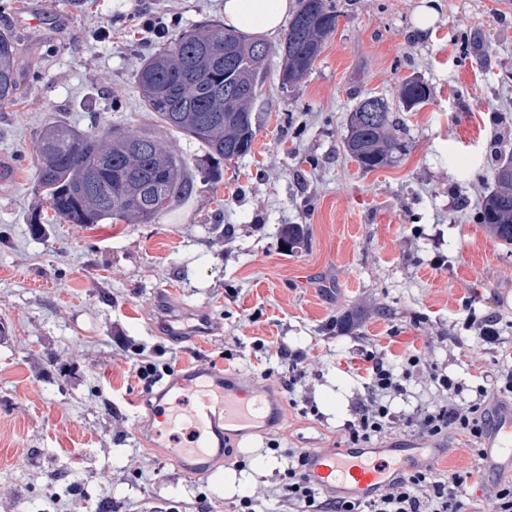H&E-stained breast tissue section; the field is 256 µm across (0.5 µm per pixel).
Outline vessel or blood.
Segmentation results:
<instances>
[{
  "mask_svg": "<svg viewBox=\"0 0 512 512\" xmlns=\"http://www.w3.org/2000/svg\"><path fill=\"white\" fill-rule=\"evenodd\" d=\"M171 386L177 393L174 404L183 407L184 416L176 418L168 404L153 405L159 427L149 437L168 445L173 463L189 477L215 474L225 438L261 435L283 420V403L267 387L239 384L219 367L185 368ZM480 446L488 470L512 472V404L492 410ZM420 463L409 453L388 461L378 448H312L306 452L305 472L326 494L369 499L381 494L393 477Z\"/></svg>",
  "mask_w": 512,
  "mask_h": 512,
  "instance_id": "obj_1",
  "label": "vessel or blood"
}]
</instances>
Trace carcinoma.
Listing matches in <instances>:
<instances>
[{"mask_svg":"<svg viewBox=\"0 0 512 512\" xmlns=\"http://www.w3.org/2000/svg\"><path fill=\"white\" fill-rule=\"evenodd\" d=\"M333 0H297L292 19L280 42L281 84L300 81L322 52L323 41L338 24ZM253 36L216 24L185 30L163 50L144 60L138 85L146 109L182 135L202 144L216 160L243 158L251 153L255 132L252 106L262 88L264 68L255 67ZM234 52L232 83L235 98L224 92V62L220 47ZM17 89L13 41L0 34V103L13 100ZM430 97L417 79L401 88L399 104L411 110ZM366 96L350 114L344 150L366 171L389 165L404 144L390 106L366 121ZM494 191L478 204V223L486 224L505 246L512 245V159L493 171ZM35 184L54 215L33 212L30 224L50 220L66 224L124 221L151 224L185 197L190 183L183 161L143 131L109 128L81 132L53 123L37 139ZM167 204L155 208L154 199Z\"/></svg>","mask_w":512,"mask_h":512,"instance_id":"cac0c4a2","label":"carcinoma"}]
</instances>
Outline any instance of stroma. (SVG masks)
Instances as JSON below:
<instances>
[{
    "mask_svg": "<svg viewBox=\"0 0 512 512\" xmlns=\"http://www.w3.org/2000/svg\"><path fill=\"white\" fill-rule=\"evenodd\" d=\"M340 13L312 69L281 86L268 62L251 154L214 163L148 112L137 87L166 39L224 21L223 0H0L18 84L0 106V512H288L289 451L345 447L364 392L361 353L428 366L395 401L437 399L432 371L471 400L485 373L512 368V246L475 217L498 161L512 158V0H335ZM154 18L164 37L145 34ZM410 78L429 99L400 112L404 149L362 170L343 148L358 102H396ZM64 122L148 131L181 158L189 194L152 224H52L31 231L36 141ZM301 225L293 249L283 228ZM200 319L181 342L164 322ZM500 340L479 338L484 316ZM122 332L125 349L110 337ZM314 374L282 391L281 348ZM180 370L207 364L279 389V430L241 440L218 473L190 478L144 440L152 396L139 355Z\"/></svg>",
    "mask_w": 512,
    "mask_h": 512,
    "instance_id": "obj_1",
    "label": "stroma"
}]
</instances>
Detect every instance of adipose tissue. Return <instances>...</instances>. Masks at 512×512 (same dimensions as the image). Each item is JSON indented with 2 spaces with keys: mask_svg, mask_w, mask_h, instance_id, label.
Here are the masks:
<instances>
[{
  "mask_svg": "<svg viewBox=\"0 0 512 512\" xmlns=\"http://www.w3.org/2000/svg\"><path fill=\"white\" fill-rule=\"evenodd\" d=\"M295 9V0H224L226 28L273 35Z\"/></svg>",
  "mask_w": 512,
  "mask_h": 512,
  "instance_id": "ef3b65f1",
  "label": "adipose tissue"
}]
</instances>
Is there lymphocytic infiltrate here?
I'll return each instance as SVG.
<instances>
[{"instance_id":"1","label":"lymphocytic infiltrate","mask_w":512,"mask_h":512,"mask_svg":"<svg viewBox=\"0 0 512 512\" xmlns=\"http://www.w3.org/2000/svg\"><path fill=\"white\" fill-rule=\"evenodd\" d=\"M366 393L357 402L354 418L346 431L351 446L365 447L392 430L413 429L425 443H443L449 432L481 439L489 407L494 399L512 397V370L501 369L488 384L475 388L474 399L462 402V385L443 373H432L442 399L438 403L417 405L412 411H397L392 403L403 395L407 381L419 372L424 361L420 354L406 357L402 367H394L380 352H364ZM287 480L280 491L292 512H467L463 490L473 471H452L435 478L430 466L402 473L391 480L384 493L371 499H356L324 494L311 486L305 476V455L289 451Z\"/></svg>"}]
</instances>
